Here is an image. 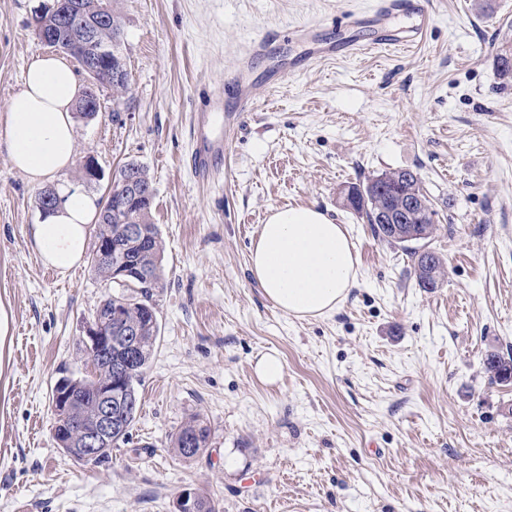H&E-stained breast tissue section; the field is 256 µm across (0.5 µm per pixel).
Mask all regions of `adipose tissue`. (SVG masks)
I'll use <instances>...</instances> for the list:
<instances>
[{
	"instance_id": "adipose-tissue-1",
	"label": "adipose tissue",
	"mask_w": 512,
	"mask_h": 512,
	"mask_svg": "<svg viewBox=\"0 0 512 512\" xmlns=\"http://www.w3.org/2000/svg\"><path fill=\"white\" fill-rule=\"evenodd\" d=\"M81 96L82 83L64 59L43 56L29 63L22 90L9 101L6 124L9 161L30 183L72 166L77 137L72 111ZM60 197L28 236L44 264L65 273L84 259L97 205L78 189L62 190ZM249 270L277 309L302 320L335 313L358 278L344 225L313 206L271 210L250 249Z\"/></svg>"
}]
</instances>
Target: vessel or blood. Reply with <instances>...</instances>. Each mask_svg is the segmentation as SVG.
<instances>
[{"label":"vessel or blood","instance_id":"obj_1","mask_svg":"<svg viewBox=\"0 0 512 512\" xmlns=\"http://www.w3.org/2000/svg\"><path fill=\"white\" fill-rule=\"evenodd\" d=\"M410 18L414 24L405 29L378 35L360 41L351 39L342 45L319 46L302 58L299 64L288 70L276 74V81L282 82L288 77L296 75L303 66L309 65L316 58L335 56L337 50L361 51L376 47H403L408 48L422 38L427 27L426 0H378L375 10L370 16L354 15L348 17L349 27L356 28L369 21L383 22L392 18ZM235 98L240 105H247L251 101V91L238 84L236 78L226 79L223 93L216 94L208 90L201 91L199 103L191 116L194 131V144L189 155V167L195 178L202 182H213L218 171V160L230 152L232 141L230 130L237 121L236 113L226 111L225 98Z\"/></svg>","mask_w":512,"mask_h":512}]
</instances>
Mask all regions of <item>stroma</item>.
Returning a JSON list of instances; mask_svg holds the SVG:
<instances>
[{"label":"stroma","instance_id":"obj_1","mask_svg":"<svg viewBox=\"0 0 512 512\" xmlns=\"http://www.w3.org/2000/svg\"><path fill=\"white\" fill-rule=\"evenodd\" d=\"M376 2L119 0L129 91L116 102L99 86L73 167L40 187L11 167L5 122L29 63L51 52L34 17L53 0H0V512H174L196 487L220 512H512V382L483 365L512 356V78L496 70L512 0H428L413 48L318 61L278 85L268 72L303 44L237 64L262 33L310 21L355 38L346 15ZM238 71L258 101L219 182L198 184L191 114ZM88 157L100 180H83ZM132 161L153 179L165 241L160 335L129 443L84 463L53 438L52 389L89 371L79 340L107 290L88 263L46 267L27 230L42 187L102 198ZM398 169L419 173L438 213L429 247L447 276L432 292L343 203L347 186ZM311 204L346 226L359 278L335 313L301 321L273 308L248 257L272 209ZM272 349L284 373L269 386L253 365ZM194 417L211 435L186 461L171 441Z\"/></svg>","mask_w":512,"mask_h":512}]
</instances>
